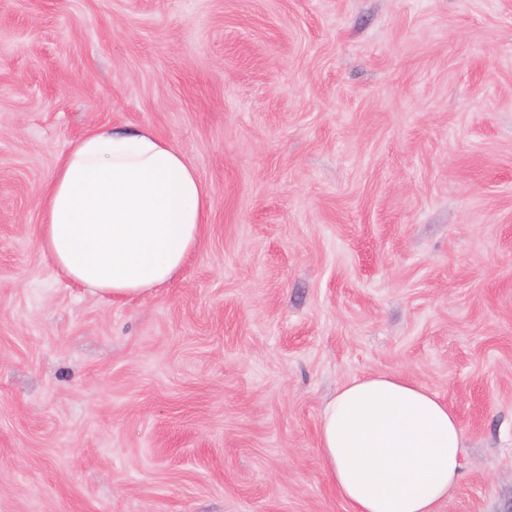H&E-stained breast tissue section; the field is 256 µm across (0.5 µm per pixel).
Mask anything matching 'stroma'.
<instances>
[{
  "label": "stroma",
  "instance_id": "35a3bbf8",
  "mask_svg": "<svg viewBox=\"0 0 512 512\" xmlns=\"http://www.w3.org/2000/svg\"><path fill=\"white\" fill-rule=\"evenodd\" d=\"M100 125L212 200L113 302L40 240ZM371 372L459 418L439 512H512V0H0V512H349L317 427Z\"/></svg>",
  "mask_w": 512,
  "mask_h": 512
}]
</instances>
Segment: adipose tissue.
<instances>
[{
	"instance_id": "1",
	"label": "adipose tissue",
	"mask_w": 512,
	"mask_h": 512,
	"mask_svg": "<svg viewBox=\"0 0 512 512\" xmlns=\"http://www.w3.org/2000/svg\"><path fill=\"white\" fill-rule=\"evenodd\" d=\"M212 209L192 165L149 129L99 126L57 169L43 203L45 255L69 280L111 300L172 281ZM318 448L351 512H438L458 485L465 439L435 391L368 374L325 402Z\"/></svg>"
}]
</instances>
